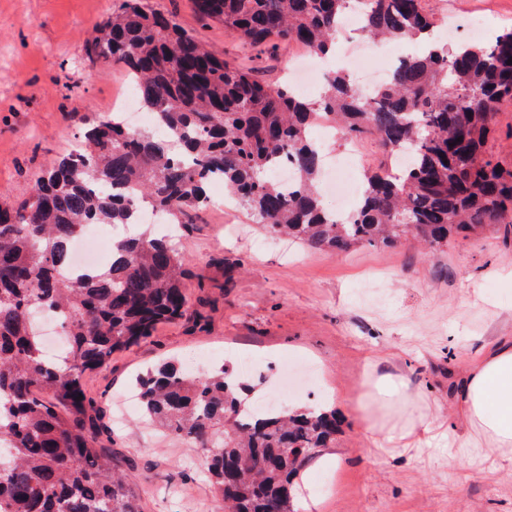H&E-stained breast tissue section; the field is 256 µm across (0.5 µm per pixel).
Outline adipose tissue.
<instances>
[{
    "label": "adipose tissue",
    "instance_id": "adipose-tissue-1",
    "mask_svg": "<svg viewBox=\"0 0 512 512\" xmlns=\"http://www.w3.org/2000/svg\"><path fill=\"white\" fill-rule=\"evenodd\" d=\"M459 417L448 431L459 447L512 452V336L486 347L453 387Z\"/></svg>",
    "mask_w": 512,
    "mask_h": 512
}]
</instances>
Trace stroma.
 I'll use <instances>...</instances> for the list:
<instances>
[{"label":"stroma","instance_id":"35a3bbf8","mask_svg":"<svg viewBox=\"0 0 512 512\" xmlns=\"http://www.w3.org/2000/svg\"><path fill=\"white\" fill-rule=\"evenodd\" d=\"M122 0H0V203L28 197L36 176L73 148L82 119L105 112L127 83L117 67L91 63L96 24ZM218 57L283 76L291 49L256 54L222 24L199 20L191 0H143ZM455 25L487 14V36L512 28V0H424ZM212 207L180 227L175 246L189 260V310L153 335L114 352L83 388L98 411V444L127 474L142 512H224L200 454L189 441L146 422L136 379L162 361L254 369L248 406L278 397L282 408L318 405L333 388L341 419L326 466L306 468L299 512H512V455L459 451L439 433L411 444L396 434L413 416L456 412L452 382L480 350L512 336V229L487 224L447 246L413 239L359 244L338 254L280 240L227 191L210 185ZM399 368L414 405L362 413L378 358ZM374 423L375 434L365 430Z\"/></svg>","mask_w":512,"mask_h":512}]
</instances>
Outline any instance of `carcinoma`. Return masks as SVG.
I'll list each match as a JSON object with an SVG mask.
<instances>
[{"instance_id": "1", "label": "carcinoma", "mask_w": 512, "mask_h": 512, "mask_svg": "<svg viewBox=\"0 0 512 512\" xmlns=\"http://www.w3.org/2000/svg\"><path fill=\"white\" fill-rule=\"evenodd\" d=\"M204 21L252 49L296 44L324 56L344 16L360 11L375 40L424 43L368 98L330 71L316 99L286 79L266 81L218 58L141 0H123L96 27L89 57L123 69L164 133L132 132L119 112L88 118L82 139L39 176L30 194L0 206V512H141L112 455L96 447L82 380L112 353L188 310V259L166 235L113 241L103 268L69 271L87 224L141 223L140 205L169 223L209 204L220 181L270 232L345 252L404 236L436 249L486 224L512 223V167L489 151L498 105L512 100V29L481 43L437 41L422 0H193ZM348 141L374 138L409 153L399 174L365 177L357 208L338 221L318 188L319 121ZM291 170L288 187L273 178ZM42 308L66 337L61 363L45 359L31 322ZM144 417L199 448L224 512H297L296 479L333 442L336 410L253 413L226 368L192 373L164 363L139 379Z\"/></svg>"}]
</instances>
